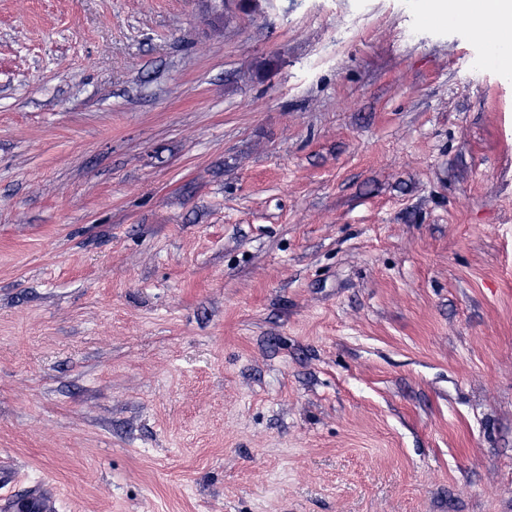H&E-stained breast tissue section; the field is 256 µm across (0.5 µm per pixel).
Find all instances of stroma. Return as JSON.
<instances>
[{"label": "stroma", "mask_w": 512, "mask_h": 512, "mask_svg": "<svg viewBox=\"0 0 512 512\" xmlns=\"http://www.w3.org/2000/svg\"><path fill=\"white\" fill-rule=\"evenodd\" d=\"M0 0V500L512 512V20Z\"/></svg>", "instance_id": "obj_1"}]
</instances>
